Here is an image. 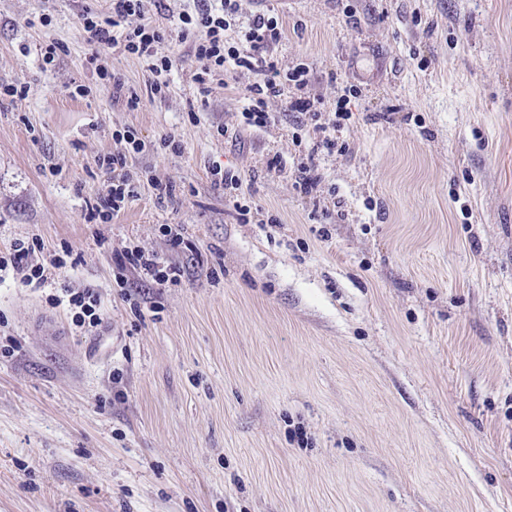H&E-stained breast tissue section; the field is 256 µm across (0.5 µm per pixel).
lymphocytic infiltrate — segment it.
<instances>
[{
	"label": "lymphocytic infiltrate",
	"instance_id": "f902f5d3",
	"mask_svg": "<svg viewBox=\"0 0 512 512\" xmlns=\"http://www.w3.org/2000/svg\"><path fill=\"white\" fill-rule=\"evenodd\" d=\"M238 11V0H220L216 5L210 0H199L195 12L180 15L178 36L193 42V56L197 63L193 81L200 95H207L215 72L232 66L253 71L256 79L248 89V104L242 116L246 125L260 129L271 121L264 109L266 98L279 96L287 86L299 92L308 83L309 70L299 64L283 74L267 60V49L281 37L276 18L259 14L248 23L244 33L248 50H241L225 41L224 33ZM142 14L143 0H112L110 17L103 18L97 12L86 11L81 18V27L88 42L143 59L156 76L151 90L161 96L169 89V75L174 62L170 57L158 55L156 46L163 36L152 22L143 20ZM131 16L137 17V24H128L127 19ZM120 138L126 143L125 152L99 161L109 180L105 191L91 206V217L103 223L110 222L124 210L136 194L134 179L128 169V156L142 152L145 144L129 130L121 133ZM43 250L38 239H15L6 252L0 253V271L14 270L20 273L25 285L44 287L52 276L66 268L67 262L57 254L49 262L38 261L36 255ZM114 263L118 270L146 274L161 287L178 284L181 277L180 267L137 247L116 254ZM54 303L69 306L72 322L78 328L90 331L101 322L100 298L94 288L66 291L64 297L55 298Z\"/></svg>",
	"mask_w": 512,
	"mask_h": 512
}]
</instances>
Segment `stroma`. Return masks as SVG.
Listing matches in <instances>:
<instances>
[{
    "label": "stroma",
    "mask_w": 512,
    "mask_h": 512,
    "mask_svg": "<svg viewBox=\"0 0 512 512\" xmlns=\"http://www.w3.org/2000/svg\"><path fill=\"white\" fill-rule=\"evenodd\" d=\"M196 4L144 2L175 62L165 97L106 52L132 111L80 25L110 0H0V85L30 88L0 100V252L35 236L77 261L37 289L0 280V512H512V0H239L237 22L277 18L269 54L307 65L315 103L267 98L261 129L243 124L252 72L199 98L178 36ZM51 40L66 51L45 68ZM127 127L138 194L101 224L97 160ZM133 246L180 283L119 287ZM84 286L88 334L49 301ZM212 176L214 177V183L216 185L224 186V194L233 200V204L240 216V219L247 221V215L250 213V207L247 204H242L240 199V181L233 175L225 176L221 168L212 170Z\"/></svg>",
    "instance_id": "35a3bbf8"
}]
</instances>
